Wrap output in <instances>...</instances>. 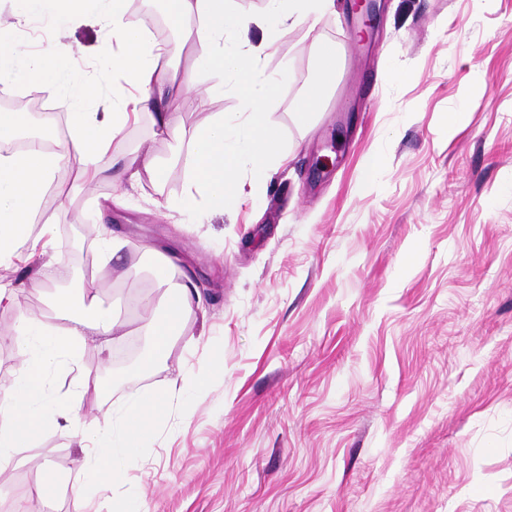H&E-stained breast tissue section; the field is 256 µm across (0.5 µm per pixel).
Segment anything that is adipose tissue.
<instances>
[{
    "label": "adipose tissue",
    "mask_w": 512,
    "mask_h": 512,
    "mask_svg": "<svg viewBox=\"0 0 512 512\" xmlns=\"http://www.w3.org/2000/svg\"><path fill=\"white\" fill-rule=\"evenodd\" d=\"M15 22L0 23V85L27 80L52 82L69 103L68 135L57 141L52 118H45L40 133L44 144L0 154V265L23 260V247L40 242L51 250L54 225H35L46 190L53 184L62 158L77 164L79 180L88 186L106 179L100 164L103 154L122 156L127 169L144 166L146 155L123 148V132L132 118L148 113L154 126L177 144L170 157L181 165L187 192L179 207L193 217L204 208H223L240 191L242 173L253 183H263L275 160L284 159L281 133L268 119L269 103L278 80L266 73L268 46L306 21L317 20L334 7V0H267L263 12L240 15L236 0H166L170 23L181 27L193 20L189 33L196 47L195 67L213 78L211 94L232 93L242 102L240 111L218 112L201 126L188 129L173 123L167 104L175 89L194 90L193 75L174 85L159 61L180 55L182 44L155 41L150 22L129 14L125 0H17ZM91 17L99 26L101 41L94 49L96 61L109 66L121 81L110 93L90 92L88 79L62 65L70 54L59 46L55 57L12 42L19 21H48L62 30L74 20ZM258 28L263 44L250 43L247 33ZM321 72L295 102L302 121H311L324 99L327 84L336 75V49L320 44L317 57ZM153 273L164 287L160 310L138 318V331L149 347L139 363L146 370L164 358L171 341L180 336L184 322L194 312L189 284L175 280L173 256H153ZM19 286L0 284V309L16 312L18 319L6 332L22 362L11 385L0 390V474L19 465L18 451L48 430L80 437L75 467L92 484L125 483L133 452L139 442L166 421L168 404L131 392L114 409L108 429L80 424L75 406L87 391L106 392V381L83 368L82 352L88 342L117 336L126 323L102 306L95 282L82 287L80 298L68 289L53 292L57 316L67 320L61 328L44 317L28 314L22 306ZM68 378L67 390L57 388Z\"/></svg>",
    "instance_id": "1"
}]
</instances>
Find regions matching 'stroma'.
<instances>
[{
    "instance_id": "obj_1",
    "label": "stroma",
    "mask_w": 512,
    "mask_h": 512,
    "mask_svg": "<svg viewBox=\"0 0 512 512\" xmlns=\"http://www.w3.org/2000/svg\"><path fill=\"white\" fill-rule=\"evenodd\" d=\"M335 2L268 52V72L288 71L269 117L289 157L261 188L243 185L190 220L175 206L180 167L118 187L108 154L111 179L87 189L66 159L34 219L56 225L60 263L0 266V283H23L28 313L50 318L49 290L90 279L123 314L132 298L158 301L149 250L175 255L195 287L199 308L154 367L136 371L144 348L132 330L110 356L93 343L83 352L111 387L77 404L80 421L106 429L133 391L168 401L128 472L150 512H512V0H377L368 27L355 0ZM98 37L75 23L63 40L107 90ZM324 42L336 82L305 123L294 104ZM195 80L199 91L170 100L175 123L239 111L232 95H202L208 73ZM33 94V122L56 113L66 138L53 85L0 89V110L24 111ZM460 109L467 123L449 131ZM124 136L158 158L173 149L147 114ZM375 153L383 170L370 183ZM82 211L89 222L74 223ZM99 214L124 244L108 270L76 261L97 251ZM191 372L206 378L194 396ZM78 452V438L55 431L21 449L25 465L0 475V512L21 501L73 512L77 489L91 512L120 506L125 486L86 484ZM42 459L66 482L48 498Z\"/></svg>"
}]
</instances>
